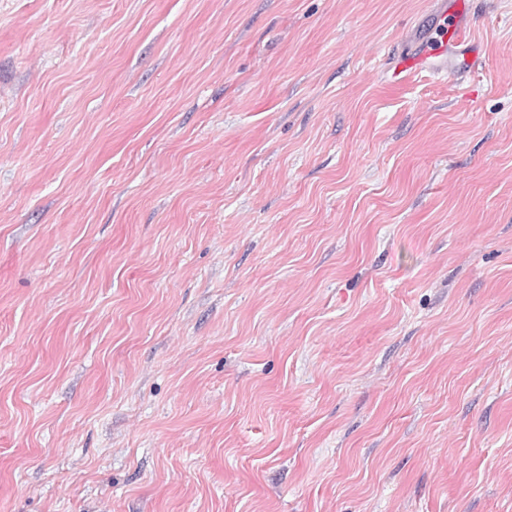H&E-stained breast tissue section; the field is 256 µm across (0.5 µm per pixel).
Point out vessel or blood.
I'll return each instance as SVG.
<instances>
[{
	"label": "vessel or blood",
	"instance_id": "vessel-or-blood-1",
	"mask_svg": "<svg viewBox=\"0 0 512 512\" xmlns=\"http://www.w3.org/2000/svg\"><path fill=\"white\" fill-rule=\"evenodd\" d=\"M470 0H450L452 11L446 21L433 26L430 35L418 48L396 67V79L409 82L418 78L448 76L458 77L471 72L473 61H457L454 47L466 46L469 53L481 55L482 44L476 36L469 9Z\"/></svg>",
	"mask_w": 512,
	"mask_h": 512
}]
</instances>
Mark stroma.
<instances>
[{
	"label": "stroma",
	"instance_id": "1",
	"mask_svg": "<svg viewBox=\"0 0 512 512\" xmlns=\"http://www.w3.org/2000/svg\"><path fill=\"white\" fill-rule=\"evenodd\" d=\"M0 0V512H512V0ZM448 1L451 3L452 12L445 11L442 22L435 24L430 35L420 42L418 48L398 63L393 71L396 79L409 82L418 78L447 75L448 78H455L471 72L478 65L482 44L472 23L470 0ZM460 45H466L468 49L461 62L453 55L454 47ZM467 54L474 55L471 62L468 61Z\"/></svg>",
	"mask_w": 512,
	"mask_h": 512
}]
</instances>
